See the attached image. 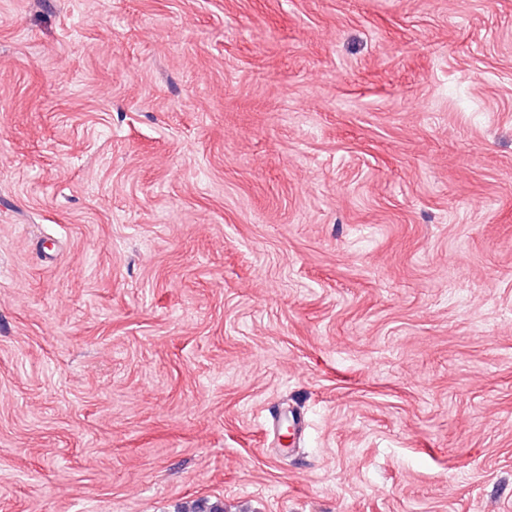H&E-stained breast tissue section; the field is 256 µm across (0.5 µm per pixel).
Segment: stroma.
Segmentation results:
<instances>
[{"label": "stroma", "instance_id": "obj_1", "mask_svg": "<svg viewBox=\"0 0 512 512\" xmlns=\"http://www.w3.org/2000/svg\"><path fill=\"white\" fill-rule=\"evenodd\" d=\"M512 512V0H0V512Z\"/></svg>", "mask_w": 512, "mask_h": 512}]
</instances>
